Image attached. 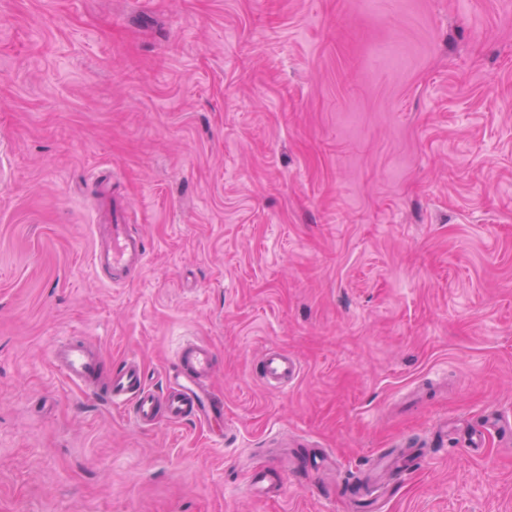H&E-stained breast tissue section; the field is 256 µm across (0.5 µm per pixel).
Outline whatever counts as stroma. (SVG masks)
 Segmentation results:
<instances>
[{
    "mask_svg": "<svg viewBox=\"0 0 512 512\" xmlns=\"http://www.w3.org/2000/svg\"><path fill=\"white\" fill-rule=\"evenodd\" d=\"M71 336L156 388L209 344L227 437L138 428ZM509 420L512 0H0V512H356L401 448L372 512H512ZM116 222L111 225L108 237L93 246L91 263L112 281H122L142 266L146 244L131 231L130 224H123L119 219ZM55 370L70 382L89 387L102 373V355L89 342L72 338L56 345L51 354ZM299 370L297 362L288 354L269 349L259 363L258 375L265 386L272 388L296 378ZM281 480L274 474L261 472L252 475L249 490L252 495H263L266 497L277 496L281 491Z\"/></svg>",
    "mask_w": 512,
    "mask_h": 512,
    "instance_id": "35a3bbf8",
    "label": "stroma"
}]
</instances>
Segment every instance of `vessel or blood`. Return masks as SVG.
<instances>
[{
    "label": "vessel or blood",
    "instance_id": "vessel-or-blood-1",
    "mask_svg": "<svg viewBox=\"0 0 512 512\" xmlns=\"http://www.w3.org/2000/svg\"><path fill=\"white\" fill-rule=\"evenodd\" d=\"M145 257L144 239L134 234L129 225L118 222L112 224L104 241L94 245L91 263L111 280L122 281L142 266ZM51 359L60 375L84 388L102 373L101 353L80 338L55 346ZM214 369L212 348L205 342L192 341L180 349L165 392H157L150 386L142 363L129 357L111 371L106 396L113 407L129 409L134 422L145 428L163 420L170 423L193 420L205 426L224 417L223 401L208 387ZM298 374L297 362L276 349L267 350L259 363L258 375L270 388ZM249 490L254 495L274 497L281 491V480L267 472L256 474L250 479Z\"/></svg>",
    "mask_w": 512,
    "mask_h": 512
}]
</instances>
